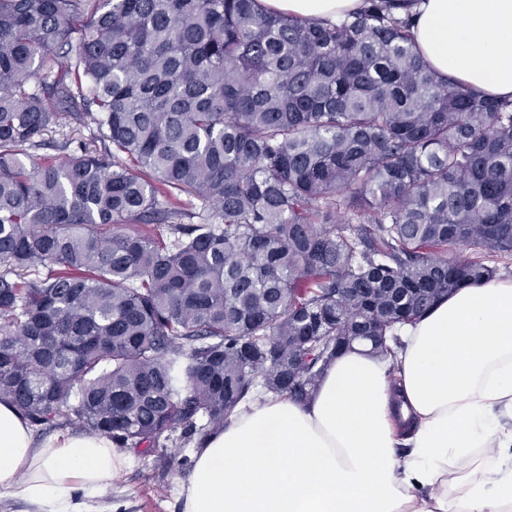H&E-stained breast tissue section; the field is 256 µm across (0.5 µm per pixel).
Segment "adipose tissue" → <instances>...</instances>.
<instances>
[{
    "instance_id": "ef3b65f1",
    "label": "adipose tissue",
    "mask_w": 512,
    "mask_h": 512,
    "mask_svg": "<svg viewBox=\"0 0 512 512\" xmlns=\"http://www.w3.org/2000/svg\"><path fill=\"white\" fill-rule=\"evenodd\" d=\"M327 23L362 0H257ZM416 48L474 93L512 98V0H417ZM383 358L356 347L305 401L265 397L201 440L181 512H512V277L468 283ZM128 454L110 438L37 439L0 401V498L95 512Z\"/></svg>"
}]
</instances>
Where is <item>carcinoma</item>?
Masks as SVG:
<instances>
[{
	"mask_svg": "<svg viewBox=\"0 0 512 512\" xmlns=\"http://www.w3.org/2000/svg\"><path fill=\"white\" fill-rule=\"evenodd\" d=\"M400 2L320 26L257 0H0V399L165 461L495 277L448 248L512 253V99L428 67ZM80 127L105 147L28 163ZM177 192L213 220L183 223Z\"/></svg>",
	"mask_w": 512,
	"mask_h": 512,
	"instance_id": "cac0c4a2",
	"label": "carcinoma"
}]
</instances>
